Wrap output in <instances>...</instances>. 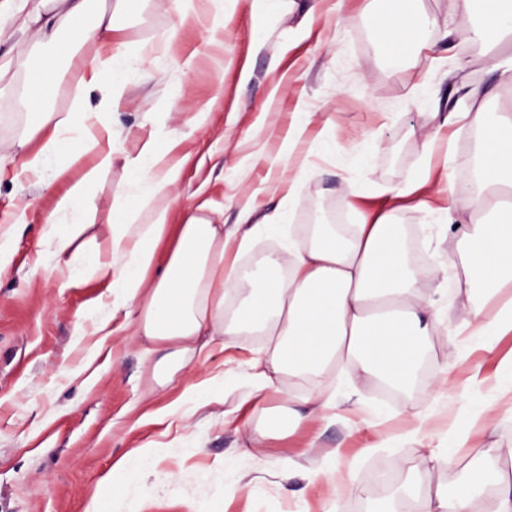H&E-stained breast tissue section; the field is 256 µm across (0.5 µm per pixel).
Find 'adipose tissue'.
Instances as JSON below:
<instances>
[{
  "label": "adipose tissue",
  "instance_id": "1",
  "mask_svg": "<svg viewBox=\"0 0 512 512\" xmlns=\"http://www.w3.org/2000/svg\"><path fill=\"white\" fill-rule=\"evenodd\" d=\"M93 2L38 0L20 26L25 36L20 53L36 59L28 79L32 85L55 81L60 59H68L88 86L99 89L97 110L78 107L61 119L52 112L28 113L27 136L0 145V166L12 165L15 179L45 192L51 187L44 175L47 156L71 158L78 146L93 148V165L54 197L46 218L53 227L60 218H70L69 232L59 240L63 251L86 219L89 186L111 169L118 153L112 135L97 131L100 114L118 111L128 90L122 73L129 58L117 39L114 16L130 9L132 0H114L108 12L94 11ZM398 2L377 25L381 50L391 56L433 50L436 33L419 21L415 0ZM456 4L462 12L480 17L467 34L470 41L490 48L512 34V0ZM87 44L97 46L94 58L81 56ZM462 118L481 137L474 210L492 215L488 222L472 221L462 237L463 283L469 288L481 282L492 295L512 280V206L496 200L501 188L512 187V117L492 121L477 110ZM41 132L46 140L31 149L32 135ZM127 165L138 191L116 201L108 227L110 249L96 256L94 269L109 279L115 308L130 312L132 338L164 347L155 365L161 378L186 368L204 337H223L229 347L236 337L260 332L267 346L249 364L248 403L261 410L268 395L279 390L282 377L295 383L283 394L279 412L269 416L268 426L293 428L308 415L331 422L336 395L326 380L353 365L400 388L409 383L435 314L428 286L447 276L448 268L443 265L433 272L411 265L394 217L402 200L415 199L417 208L426 210L432 198L453 194V180L423 177L378 189L386 206L359 215L354 224L312 225L303 240L289 241L286 253H270L248 270L240 255L258 237L283 228L300 204L296 180L285 183L275 177L268 182L266 192L282 193L283 198L258 224L247 202L229 230L211 219L184 214L162 265L158 248L172 227L165 201L175 195L180 167L151 139ZM147 209L152 220L140 223ZM459 323L475 336L512 331V298L463 309ZM508 461L512 448L499 449L496 461L481 465L473 479L452 494L435 484L433 471H426L419 480L425 488L420 512H512V472L504 467Z\"/></svg>",
  "mask_w": 512,
  "mask_h": 512
}]
</instances>
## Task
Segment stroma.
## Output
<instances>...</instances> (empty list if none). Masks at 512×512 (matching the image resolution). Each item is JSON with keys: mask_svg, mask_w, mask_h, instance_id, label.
<instances>
[{"mask_svg": "<svg viewBox=\"0 0 512 512\" xmlns=\"http://www.w3.org/2000/svg\"><path fill=\"white\" fill-rule=\"evenodd\" d=\"M416 8L448 33L436 48L442 65L380 50L375 27L386 0H280L261 24L241 7L225 15L224 34L212 43L198 20L178 24L171 0H141L118 17L120 36L130 50L158 45L163 55L131 66L125 103L101 117L124 154L90 187L92 217L67 254L109 248L113 201L130 188L125 158L151 137L171 143V161L182 164L174 216L200 207L232 224L249 199L260 222L279 203L263 187L301 98L313 115L307 141L277 170L286 179L310 172L292 223H307L314 206L342 224L355 223V210L374 212L382 203L377 187L421 175L434 112L462 110L471 96L493 115L512 106V87L498 85L486 49L466 38L476 17L457 12L452 0H418ZM99 99L66 66L47 107L63 114L77 101L93 108ZM200 109L206 123L198 129L191 119ZM439 134L450 141L457 170H471L474 130L459 124ZM93 162L89 150L49 159L47 193L15 180L11 168L0 170V237L9 242L0 270V512H87L101 479L140 448L152 449V469L120 488L116 512H327L335 482L310 483L309 473L334 448L336 481L352 487L343 512H417V473L434 469L452 493L478 460L512 447V393L502 391L501 364L512 353V333L488 347L457 335L460 311L484 291L451 284L435 296L444 313L424 344L430 375L419 389L394 398L377 378L352 370L336 384L334 423L305 419L250 454L245 442L264 420L245 403L243 378L263 348L261 336L194 357L161 386L123 315H110L108 281L87 267L62 289L49 275L66 256L45 222L52 198ZM396 222L403 235L417 236L421 254L459 264L465 225L412 207L397 212ZM106 318L108 337L98 330ZM217 372L223 400L190 408L184 420L168 415L188 381ZM416 412L429 424L412 440ZM461 434L468 442L459 448ZM285 459L294 464L286 481L276 469Z\"/></svg>", "mask_w": 512, "mask_h": 512, "instance_id": "35a3bbf8", "label": "stroma"}]
</instances>
